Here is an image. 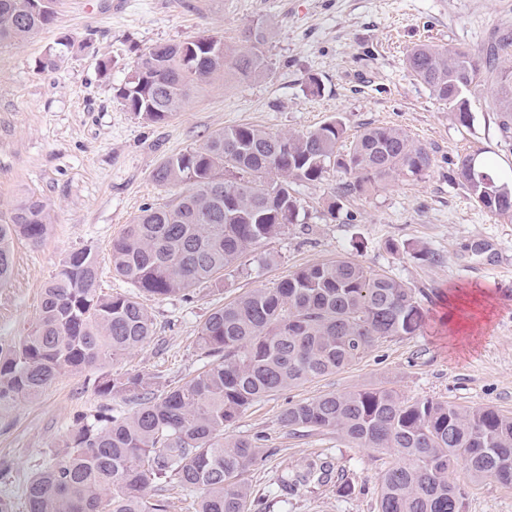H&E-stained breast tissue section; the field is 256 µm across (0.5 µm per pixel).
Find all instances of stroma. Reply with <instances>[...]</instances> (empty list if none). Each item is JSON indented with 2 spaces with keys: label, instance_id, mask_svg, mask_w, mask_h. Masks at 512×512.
<instances>
[{
  "label": "stroma",
  "instance_id": "stroma-1",
  "mask_svg": "<svg viewBox=\"0 0 512 512\" xmlns=\"http://www.w3.org/2000/svg\"><path fill=\"white\" fill-rule=\"evenodd\" d=\"M54 9L53 24L24 46L0 45V212L33 194L50 206L53 220L41 246L14 247L11 278L0 285V347L30 330L44 285L73 250L94 249L103 292H131L112 270V241L143 207L171 199L152 179L164 157L239 124L306 132L337 116L351 137L370 125L404 129L430 149V170L419 178L399 175L334 214L328 202L338 173L300 186L297 223L243 256L247 275L186 297L147 298L152 340L106 372L148 374L161 387L183 383L210 360L199 336L214 308L341 256L413 288L425 321L417 334L379 341L350 367L262 398L225 427L226 437L261 440L263 456L243 476L260 512H377L380 477L391 460L332 431L289 429L281 422L288 404L381 384L407 399L512 415V220L476 204L456 175L460 157L474 152L512 173V146L488 107L512 85V68L470 95L465 127L405 65L419 44L470 49L512 33V0H56ZM258 21L273 31L269 77L206 88L163 124L144 123L117 101L116 88L147 47L204 32L235 45ZM51 52L54 66L43 67ZM313 77L322 86L317 95L307 89ZM414 247L433 261L412 258ZM480 296L493 311L478 335L442 324L446 313L470 315ZM97 376L94 369L59 376L38 398L0 413V461L9 464L0 472V498L14 512H25L27 479L76 416L133 410L123 397L98 394ZM320 461L330 464L324 479L309 471ZM283 474L298 481L284 503L273 486ZM452 477L466 494V512H512V487L474 480L462 465ZM344 481L351 485L345 497L338 493Z\"/></svg>",
  "mask_w": 512,
  "mask_h": 512
}]
</instances>
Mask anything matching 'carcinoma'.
Wrapping results in <instances>:
<instances>
[{
	"mask_svg": "<svg viewBox=\"0 0 512 512\" xmlns=\"http://www.w3.org/2000/svg\"><path fill=\"white\" fill-rule=\"evenodd\" d=\"M54 20L51 0L42 9L33 0H0V43L22 46ZM271 39L268 26L257 22L237 46L205 34L156 44L134 61L116 98L142 121L163 123L205 87L229 77H268ZM502 57L512 59L511 40L473 50L422 44L407 53L405 65L467 126V95ZM493 108L502 137L511 141L512 87ZM345 132L337 117L288 134L241 124L165 157L152 178L177 190L175 198L144 207L112 240V268L137 293H102L93 249L69 253L43 289L32 329L0 349V412L38 397L61 374L101 367L147 345L154 320L139 294L185 297L240 274L249 250L297 220L296 185L320 182L331 170L343 174L333 213L347 196L432 166L427 146L400 128L366 127L343 153ZM476 160L475 154L460 160L459 180L480 207L512 219V178H495ZM51 224L46 203L33 195L0 214V285L12 274L14 241L38 247ZM423 322L412 289L347 257L242 294L206 319L199 339L214 360L188 381L159 389L145 374L98 378L99 393L130 398L134 410L77 419L26 482V512H166L164 501L147 491L169 483L200 493L197 512H251V491L240 476L258 459V440H226L224 427L262 398L349 367L379 340L413 335ZM281 422L392 452L378 512H464L465 493L451 478L460 461L476 480L512 486V416L491 407L412 401L376 386L290 404Z\"/></svg>",
	"mask_w": 512,
	"mask_h": 512,
	"instance_id": "obj_1",
	"label": "carcinoma"
}]
</instances>
